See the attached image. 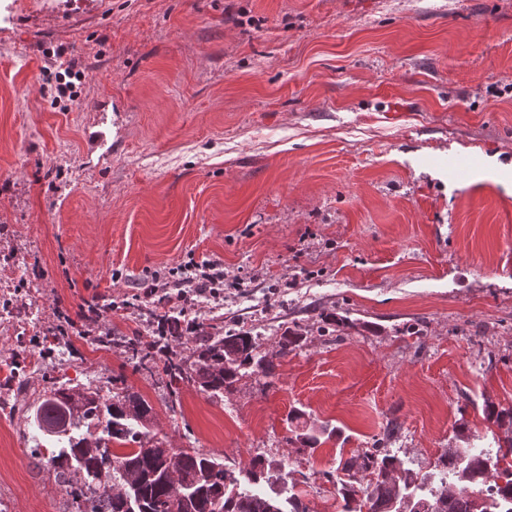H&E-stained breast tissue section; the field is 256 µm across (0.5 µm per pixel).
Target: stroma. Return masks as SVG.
<instances>
[{
	"instance_id": "stroma-1",
	"label": "stroma",
	"mask_w": 512,
	"mask_h": 512,
	"mask_svg": "<svg viewBox=\"0 0 512 512\" xmlns=\"http://www.w3.org/2000/svg\"><path fill=\"white\" fill-rule=\"evenodd\" d=\"M63 50L77 101L43 89ZM238 287L182 307L276 354L231 390L142 374L61 315L143 327L136 284L189 261ZM100 297L116 309L80 318ZM0 512H63L25 423L53 383L153 406L154 445L254 458L309 512L340 459L420 475L512 407V0H0ZM336 434L309 450L292 409Z\"/></svg>"
}]
</instances>
